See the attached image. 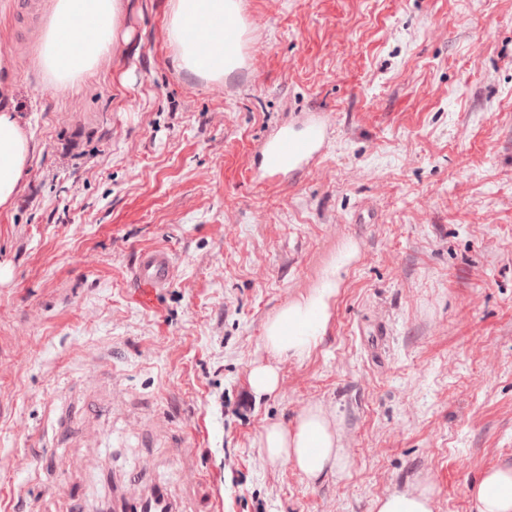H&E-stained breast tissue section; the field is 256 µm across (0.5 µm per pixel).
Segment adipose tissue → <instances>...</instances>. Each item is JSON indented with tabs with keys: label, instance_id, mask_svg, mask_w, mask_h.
<instances>
[{
	"label": "adipose tissue",
	"instance_id": "adipose-tissue-1",
	"mask_svg": "<svg viewBox=\"0 0 512 512\" xmlns=\"http://www.w3.org/2000/svg\"><path fill=\"white\" fill-rule=\"evenodd\" d=\"M122 0H52L41 47L43 70L57 89H68L108 57L121 35ZM235 0H169L168 41L177 68L209 84L223 83L226 63L238 46L224 40L237 27ZM10 62L0 55V207L21 190L35 145L21 127L12 105L7 77ZM333 282L282 307L264 329L263 347L280 359H303L322 339L330 317ZM257 445L272 464L292 465L308 483L336 475L346 464L322 409H305L292 426L273 423L258 434ZM477 512H512V467L488 470L473 489ZM436 487L393 491L378 498L373 512H433Z\"/></svg>",
	"mask_w": 512,
	"mask_h": 512
}]
</instances>
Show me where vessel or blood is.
Wrapping results in <instances>:
<instances>
[{
  "mask_svg": "<svg viewBox=\"0 0 512 512\" xmlns=\"http://www.w3.org/2000/svg\"><path fill=\"white\" fill-rule=\"evenodd\" d=\"M249 26L248 19H241L238 28L227 35L228 40L240 45L239 54L232 64L236 72L247 69L249 64L246 49ZM333 134L334 129L327 115L315 108L303 113L298 124L276 127L258 149L254 178L270 182L299 175L322 158ZM173 271L174 260L168 249H141L134 256L129 285L153 294L170 286Z\"/></svg>",
  "mask_w": 512,
  "mask_h": 512,
  "instance_id": "obj_1",
  "label": "vessel or blood"
}]
</instances>
